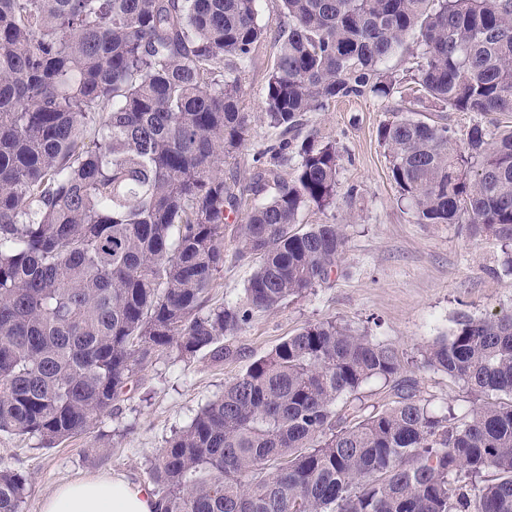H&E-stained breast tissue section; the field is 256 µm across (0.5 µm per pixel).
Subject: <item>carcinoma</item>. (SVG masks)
Instances as JSON below:
<instances>
[{"mask_svg": "<svg viewBox=\"0 0 512 512\" xmlns=\"http://www.w3.org/2000/svg\"><path fill=\"white\" fill-rule=\"evenodd\" d=\"M259 0H0V432L46 448L90 434L160 349L230 354L256 312L326 283L342 225L299 227L335 204L340 155L302 117L388 97L380 64L420 34L415 101L512 113V0H282L288 29L260 119L278 139L246 183L224 176L251 115L242 76L267 33ZM392 113L378 129L418 224H466L512 244V129ZM297 154L285 178L279 160ZM257 262L243 299L205 310L229 215ZM426 365L512 396V311L461 314ZM399 351L315 323L224 386L153 454L161 512H512V402L462 418L413 387L366 414ZM485 479L482 487L477 480ZM27 480L0 471V512ZM364 411L366 414L372 412L375 409L381 410L393 404L396 400L393 392L382 382L372 381L364 386L358 392Z\"/></svg>", "mask_w": 512, "mask_h": 512, "instance_id": "1", "label": "carcinoma"}]
</instances>
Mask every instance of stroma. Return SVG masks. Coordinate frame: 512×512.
Returning <instances> with one entry per match:
<instances>
[{
  "mask_svg": "<svg viewBox=\"0 0 512 512\" xmlns=\"http://www.w3.org/2000/svg\"><path fill=\"white\" fill-rule=\"evenodd\" d=\"M258 13L268 32L242 77V108L252 114L263 109L277 37L288 25L281 0H260ZM401 105L396 96L345 98L303 118L300 136L335 142L341 157L335 206L324 211L310 207L299 217L305 227L326 222L343 227L341 265L327 283L289 297L276 312L254 313L240 331L225 338L230 354L224 360L206 351L191 357L157 352L137 369L93 433L45 448L35 437L0 432V469L17 471L27 480L20 512H41L44 499L59 484L88 474L118 471L150 482L154 449L189 424L254 360L287 336L322 321L395 346L403 360L398 382L417 387L436 411L461 417L485 402L484 394L426 366L424 352L453 331L460 314L486 317L512 310V276L502 271V244L494 236L464 224L417 223L401 199L389 173L387 150L378 139L379 126ZM275 138L274 130L252 122L225 170L249 178L253 155ZM245 219V211L234 213L224 231V266L215 276L209 307L244 294L254 264L237 254L234 227Z\"/></svg>",
  "mask_w": 512,
  "mask_h": 512,
  "instance_id": "35a3bbf8",
  "label": "stroma"
}]
</instances>
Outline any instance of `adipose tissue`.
Wrapping results in <instances>:
<instances>
[{"label": "adipose tissue", "instance_id": "obj_1", "mask_svg": "<svg viewBox=\"0 0 512 512\" xmlns=\"http://www.w3.org/2000/svg\"><path fill=\"white\" fill-rule=\"evenodd\" d=\"M150 486L123 474H100L59 486L42 512H157Z\"/></svg>", "mask_w": 512, "mask_h": 512}]
</instances>
